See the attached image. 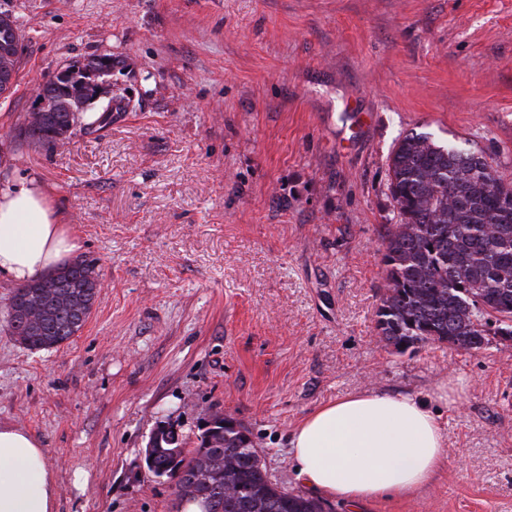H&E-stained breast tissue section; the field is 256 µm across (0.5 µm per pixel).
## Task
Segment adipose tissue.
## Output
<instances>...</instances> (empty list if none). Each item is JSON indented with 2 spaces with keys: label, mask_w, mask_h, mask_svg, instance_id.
Masks as SVG:
<instances>
[{
  "label": "adipose tissue",
  "mask_w": 512,
  "mask_h": 512,
  "mask_svg": "<svg viewBox=\"0 0 512 512\" xmlns=\"http://www.w3.org/2000/svg\"><path fill=\"white\" fill-rule=\"evenodd\" d=\"M35 177L0 187V277L48 275L77 250ZM444 424L412 394L364 391L325 403L290 441L292 465L312 491L350 505L418 490L444 462ZM58 487L41 442L0 425V512H56Z\"/></svg>",
  "instance_id": "adipose-tissue-1"
}]
</instances>
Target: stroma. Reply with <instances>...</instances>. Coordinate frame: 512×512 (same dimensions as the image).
Masks as SVG:
<instances>
[{
	"label": "stroma",
	"instance_id": "35a3bbf8",
	"mask_svg": "<svg viewBox=\"0 0 512 512\" xmlns=\"http://www.w3.org/2000/svg\"><path fill=\"white\" fill-rule=\"evenodd\" d=\"M22 34L0 96V185L36 177L98 259L83 330L31 351L0 320V424L35 435L57 512H174L144 449L232 416L273 481L310 490L289 440L322 404L429 400L445 463L364 512H512V344L378 342L387 157L410 130L482 150L512 180V0H0ZM123 59L130 111L67 143L18 130L36 88ZM465 378L452 400L442 383ZM83 468L84 491L72 485Z\"/></svg>",
	"mask_w": 512,
	"mask_h": 512
}]
</instances>
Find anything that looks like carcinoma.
Segmentation results:
<instances>
[{
    "mask_svg": "<svg viewBox=\"0 0 512 512\" xmlns=\"http://www.w3.org/2000/svg\"><path fill=\"white\" fill-rule=\"evenodd\" d=\"M21 40L15 20L0 13V74L18 71ZM120 64L93 57L43 82L37 118L19 135L56 146ZM387 182L397 223L385 225L381 341L398 352L430 342L478 352L494 336H512V180L479 150L411 130L389 156ZM99 284L98 261L86 257L27 283L9 298L6 329L30 350L56 348L82 329ZM149 445L148 471L170 479L179 504L199 501L204 512H324L270 479L260 449L234 419L226 426L215 416L192 448L174 427L160 425Z\"/></svg>",
    "mask_w": 512,
    "mask_h": 512,
    "instance_id": "obj_1",
    "label": "carcinoma"
}]
</instances>
